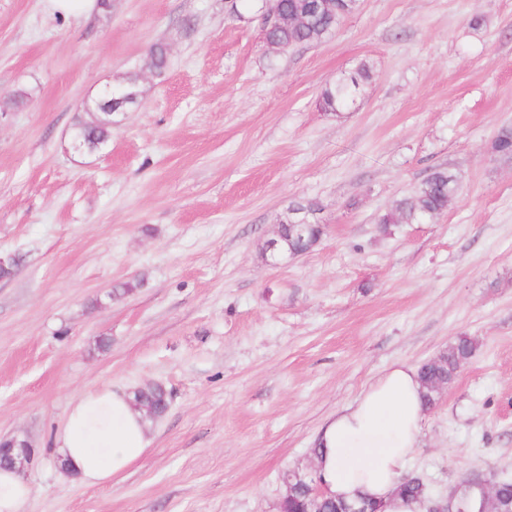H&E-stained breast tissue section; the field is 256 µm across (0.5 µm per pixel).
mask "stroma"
Masks as SVG:
<instances>
[{"mask_svg":"<svg viewBox=\"0 0 512 512\" xmlns=\"http://www.w3.org/2000/svg\"><path fill=\"white\" fill-rule=\"evenodd\" d=\"M111 0L91 18L0 0V438L35 451L28 512H278L283 474L390 363L476 354L407 469L433 497L512 478V0H360L315 45L271 52L262 0ZM169 49L163 74L152 45ZM354 108L318 98L360 64ZM136 77L108 143L85 102ZM460 191L422 224L377 219L432 171ZM314 200L321 242L262 254ZM134 282L128 296L112 290ZM163 384L149 451L115 483L63 477L82 394ZM128 93L134 95L126 99L123 106L115 112L99 107L93 109L90 113V119L79 121L73 135V146L78 151H88L90 145L106 144L112 135V117L120 112H128L131 108L139 104L140 90L136 78H130L125 85Z\"/></svg>","mask_w":512,"mask_h":512,"instance_id":"stroma-1","label":"stroma"}]
</instances>
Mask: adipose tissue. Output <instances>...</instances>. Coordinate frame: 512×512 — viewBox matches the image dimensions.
<instances>
[{
  "label": "adipose tissue",
  "mask_w": 512,
  "mask_h": 512,
  "mask_svg": "<svg viewBox=\"0 0 512 512\" xmlns=\"http://www.w3.org/2000/svg\"><path fill=\"white\" fill-rule=\"evenodd\" d=\"M124 389L89 392L72 404L55 436L69 476L87 485L119 479L149 450L148 424ZM429 409L416 366L395 361L321 429L315 459L329 496L373 499L384 512H424L397 487L421 444Z\"/></svg>",
  "instance_id": "1"
}]
</instances>
